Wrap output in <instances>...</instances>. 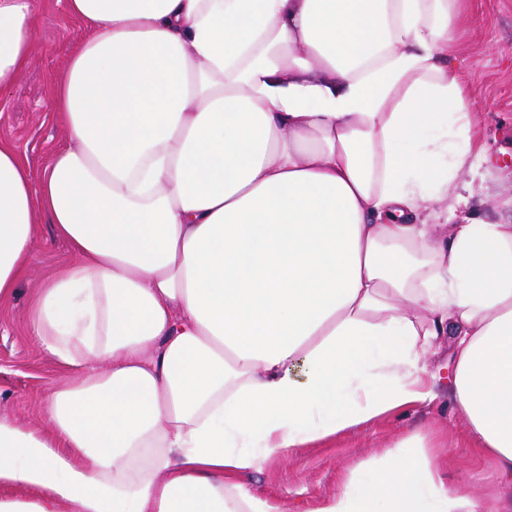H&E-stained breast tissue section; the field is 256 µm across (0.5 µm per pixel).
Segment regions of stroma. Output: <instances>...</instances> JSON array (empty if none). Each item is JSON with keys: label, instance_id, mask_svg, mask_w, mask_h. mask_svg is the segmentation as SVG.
I'll return each mask as SVG.
<instances>
[{"label": "stroma", "instance_id": "stroma-1", "mask_svg": "<svg viewBox=\"0 0 512 512\" xmlns=\"http://www.w3.org/2000/svg\"><path fill=\"white\" fill-rule=\"evenodd\" d=\"M41 18L30 65L8 90L0 92V139L26 156L33 176H40L50 156L69 142L54 120L49 91L68 66L84 36L81 22L69 15L67 0H39ZM454 66L472 90L471 112L485 159L474 179L470 222H506L512 209V0H470L458 33ZM67 245L57 239L47 218H40L34 260L14 293L0 301V417L43 428L42 403L50 389L75 373L52 356L31 334V316L43 282L70 263ZM454 346L442 341L426 358L437 397L376 418L371 424L336 438L264 461L250 476L251 485L279 498L285 512H301L314 498L336 489L340 472L377 459L398 441L425 436L438 456L452 464V483L461 491L482 493L497 481L492 465L478 461L454 399L448 392Z\"/></svg>", "mask_w": 512, "mask_h": 512}]
</instances>
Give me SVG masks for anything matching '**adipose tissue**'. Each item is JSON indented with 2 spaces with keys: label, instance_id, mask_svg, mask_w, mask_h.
<instances>
[{
  "label": "adipose tissue",
  "instance_id": "1",
  "mask_svg": "<svg viewBox=\"0 0 512 512\" xmlns=\"http://www.w3.org/2000/svg\"><path fill=\"white\" fill-rule=\"evenodd\" d=\"M37 3L0 0V91ZM463 4L68 0L86 34L51 104L71 144L36 181L0 141V300L47 216L73 260L31 329L78 374L49 429L0 418V512H283L249 474L426 401L447 335L496 486L454 489L413 435L305 512H512V222L442 243L420 220L469 203Z\"/></svg>",
  "mask_w": 512,
  "mask_h": 512
}]
</instances>
